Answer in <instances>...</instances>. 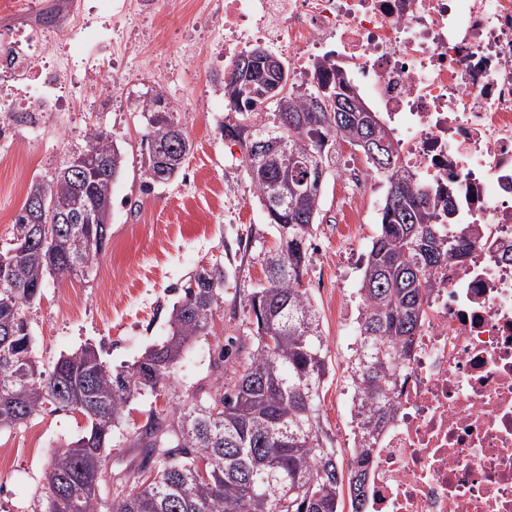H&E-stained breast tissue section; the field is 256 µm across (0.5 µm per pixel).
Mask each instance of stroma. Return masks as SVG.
Wrapping results in <instances>:
<instances>
[{
	"label": "stroma",
	"instance_id": "1",
	"mask_svg": "<svg viewBox=\"0 0 512 512\" xmlns=\"http://www.w3.org/2000/svg\"><path fill=\"white\" fill-rule=\"evenodd\" d=\"M200 35L199 50L174 81L164 78L178 57L182 29L172 26L153 42L139 41L151 17L138 13L113 20L112 52L120 77L113 86L76 89L74 109L46 126L24 129L0 139V159L21 160L20 169L0 166V250L6 248L12 224L30 182L51 173L70 144L101 127L127 153V165L112 185V236L106 251L83 278L46 279L30 314L34 351L44 366L87 343L101 346L112 366L139 359L145 349L168 334V315L183 280L202 266L224 269L223 297L206 338L192 344L175 367L172 391L146 393L129 406L123 422L124 442L106 461L113 477L153 471L144 449L127 438L143 425L150 410L168 408L172 393L196 397L230 386L235 373L254 351V326L241 302L265 280V259L280 244L249 180L240 141L222 136L234 121L220 82L224 60L215 48L224 39V17L206 9L190 19ZM163 93L178 112L191 151L176 178L147 186L141 168L140 141L146 130V102ZM382 194L364 204L363 220L350 238H336V181L323 190L322 221L315 225L307 273L303 279L321 316L324 341L331 355L321 389L320 424L349 467L352 443L348 361L352 338L339 329L345 317H357L359 268L376 236ZM325 278L329 287H316ZM340 289H332V282ZM227 360H219L221 349ZM87 421L76 412L45 407L25 425L0 432V448L9 449L10 464L0 468V512H24L39 491L51 453L79 438Z\"/></svg>",
	"mask_w": 512,
	"mask_h": 512
}]
</instances>
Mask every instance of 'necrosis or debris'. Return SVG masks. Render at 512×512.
I'll return each mask as SVG.
<instances>
[{
  "label": "necrosis or debris",
  "mask_w": 512,
  "mask_h": 512,
  "mask_svg": "<svg viewBox=\"0 0 512 512\" xmlns=\"http://www.w3.org/2000/svg\"><path fill=\"white\" fill-rule=\"evenodd\" d=\"M100 0L63 23L34 0H0L32 20L0 39L8 108L0 135L67 112L72 86L111 77L99 54L75 58L92 25L130 11ZM224 62L253 46L284 54L311 81L334 61L383 116L402 169L451 182L448 235L461 257L436 269L421 329L373 448L362 512H512V0H224ZM374 178L341 170L339 221L355 225Z\"/></svg>",
  "instance_id": "obj_1"
}]
</instances>
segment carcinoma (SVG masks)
<instances>
[{"mask_svg": "<svg viewBox=\"0 0 512 512\" xmlns=\"http://www.w3.org/2000/svg\"><path fill=\"white\" fill-rule=\"evenodd\" d=\"M237 69L235 62L224 78V98L237 119L222 127L224 136L245 144L273 134L299 157L286 168L282 155L272 152L247 167L260 204L273 210L270 223L285 231L275 254L266 258L265 283L244 301L243 310L254 316L255 349L228 390L176 402L175 420L170 411L148 413L132 447L145 449L155 472L127 475L109 498L100 489L115 431L136 398L170 387L185 349L209 335L224 268L202 267L186 279L169 313V335L135 363L114 368L88 343L46 370L33 354L29 310L46 278L84 277L105 252L112 182L123 171L125 155L111 134L95 130L70 146L51 175L29 185L26 199L43 194L78 210H95L100 221L53 224L45 238L36 239L34 211L26 202L12 225V255L0 264V430L21 426L48 405L77 412L88 422L81 438L53 452L27 512H343L346 499L350 512H360L376 437L394 412L391 394L417 336L433 271L460 252L443 228L453 215L451 191L439 185L431 193L421 190L415 174L399 166L383 123L369 122V113L318 110L326 100L350 98L335 64L316 62V83L299 95L285 83L268 93L277 77L259 62L251 89L232 95ZM145 111L141 149L150 164L152 155L168 154L185 134L162 94H155ZM260 112L272 113V119L253 121ZM361 135L385 141L391 150L384 155L385 168L365 155L387 191L358 288L360 346L348 367L358 432L345 475L320 426L321 380L330 355L303 279L322 189L336 163L334 147L345 143L361 151L355 142ZM285 177L296 192L278 207L274 198Z\"/></svg>", "mask_w": 512, "mask_h": 512, "instance_id": "cac0c4a2", "label": "carcinoma"}]
</instances>
